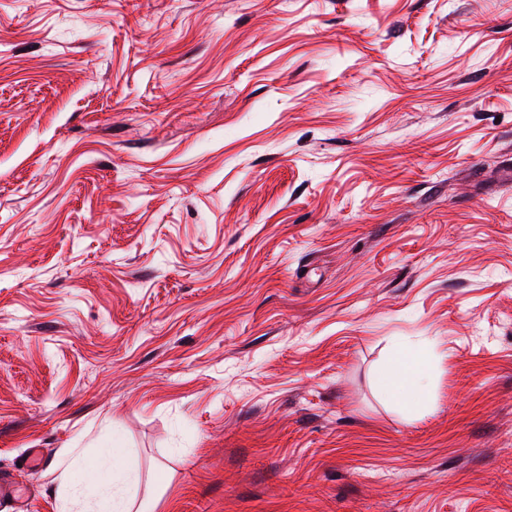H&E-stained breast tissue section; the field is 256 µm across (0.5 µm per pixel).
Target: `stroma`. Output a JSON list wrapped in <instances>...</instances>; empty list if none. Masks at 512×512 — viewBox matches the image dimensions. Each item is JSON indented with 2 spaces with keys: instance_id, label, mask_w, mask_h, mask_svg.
<instances>
[{
  "instance_id": "obj_1",
  "label": "stroma",
  "mask_w": 512,
  "mask_h": 512,
  "mask_svg": "<svg viewBox=\"0 0 512 512\" xmlns=\"http://www.w3.org/2000/svg\"><path fill=\"white\" fill-rule=\"evenodd\" d=\"M108 447L147 512H512V0H0V512ZM380 390L410 411L423 406L429 397L430 383L427 361L414 352H398L391 365L380 375Z\"/></svg>"
}]
</instances>
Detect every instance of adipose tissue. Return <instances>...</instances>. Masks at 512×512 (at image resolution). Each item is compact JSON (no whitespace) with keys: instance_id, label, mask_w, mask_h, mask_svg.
<instances>
[{"instance_id":"adipose-tissue-1","label":"adipose tissue","mask_w":512,"mask_h":512,"mask_svg":"<svg viewBox=\"0 0 512 512\" xmlns=\"http://www.w3.org/2000/svg\"><path fill=\"white\" fill-rule=\"evenodd\" d=\"M381 391L404 408L414 411L423 406L429 397L430 383L427 361L414 352L400 353L379 378ZM62 483L71 503L82 512H133V500L129 487L137 483L138 475L122 465L120 453L114 448L99 452V462L93 482L96 488L94 499L84 496L85 479L80 464L68 466L61 475Z\"/></svg>"}]
</instances>
